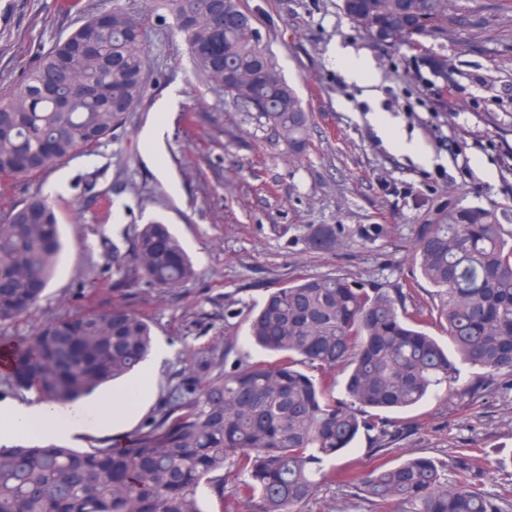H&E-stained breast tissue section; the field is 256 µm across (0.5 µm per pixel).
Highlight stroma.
Returning <instances> with one entry per match:
<instances>
[{"label":"stroma","instance_id":"1","mask_svg":"<svg viewBox=\"0 0 512 512\" xmlns=\"http://www.w3.org/2000/svg\"><path fill=\"white\" fill-rule=\"evenodd\" d=\"M127 2L146 16L159 79L118 141L0 187V211L38 190L49 196L63 244L43 299L25 317L0 324V346H18L47 319L95 305L112 280L105 244H124L134 226L167 224L197 276L170 292L138 287L135 307L170 355L154 367L151 397L131 420L88 426L68 440L71 448L125 440L176 385L223 371L225 345L252 363L271 360L247 336L249 311L270 289L337 272L369 287H411L420 301L429 286L416 273L410 246L422 225L452 208L480 207L512 229V0H450L447 40L425 42L447 57L448 76L427 84L412 77L405 50L373 45L345 15L342 0H242L262 47L309 114V149L300 159L255 113L198 81L184 43L150 13L148 0ZM82 4L90 14L104 0ZM84 14L62 11L60 0H0V92L18 85ZM335 44L370 56L374 94L347 80L330 55ZM172 89L178 101L160 110ZM375 112L418 140L430 163L394 147L372 124ZM158 121L166 137L157 160L144 133ZM160 164L176 186L159 178ZM292 224H383L387 233L331 252L293 240ZM483 374L461 365L458 381L438 395L389 413L405 434L383 457L396 464L425 456L447 465L449 482L465 472L484 492L512 490V392L493 380L470 393ZM317 482L304 512L397 510L392 502L368 508L328 477Z\"/></svg>","mask_w":512,"mask_h":512}]
</instances>
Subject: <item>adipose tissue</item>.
Masks as SVG:
<instances>
[{"instance_id":"obj_1","label":"adipose tissue","mask_w":512,"mask_h":512,"mask_svg":"<svg viewBox=\"0 0 512 512\" xmlns=\"http://www.w3.org/2000/svg\"><path fill=\"white\" fill-rule=\"evenodd\" d=\"M131 385L136 390V397L131 402L117 393L66 405L42 402L0 405V416L6 420L5 427L0 428V440L9 442L22 436L65 439L90 421L100 427L119 426L149 398V391L141 379H132Z\"/></svg>"}]
</instances>
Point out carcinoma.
Here are the masks:
<instances>
[{
	"label": "carcinoma",
	"mask_w": 512,
	"mask_h": 512,
	"mask_svg": "<svg viewBox=\"0 0 512 512\" xmlns=\"http://www.w3.org/2000/svg\"><path fill=\"white\" fill-rule=\"evenodd\" d=\"M172 20L198 79L273 128L294 154L307 146L309 115L260 46L240 0H152ZM112 26L85 19L56 40L14 89L0 95V179L19 181L89 151L146 101L157 78L144 19L112 0ZM343 11L377 46L411 53L416 75L448 77V60L424 38L448 39V0H343ZM387 228L308 224L301 237L334 251ZM112 245L115 279L91 310L46 321L14 351L12 385L40 402L70 403L138 370L152 344L149 321L129 304L142 283L178 288L195 276L165 224L133 229ZM62 248L55 205L29 194L0 218V324L34 309ZM430 297L371 287L340 274L301 277L271 291L248 333L279 358L241 359L203 381L177 386L122 446H0V512H204L202 489L224 501V469L246 479L232 500L248 512H302L321 464L362 430L386 449L396 433L383 412L412 407L457 378L456 361L512 386V233L479 208L448 211L412 243ZM447 325L455 356L423 326ZM349 368L336 396V367ZM330 476L369 505L399 512H508L462 474L453 486L435 461L410 457Z\"/></svg>",
	"instance_id": "carcinoma-1"
}]
</instances>
